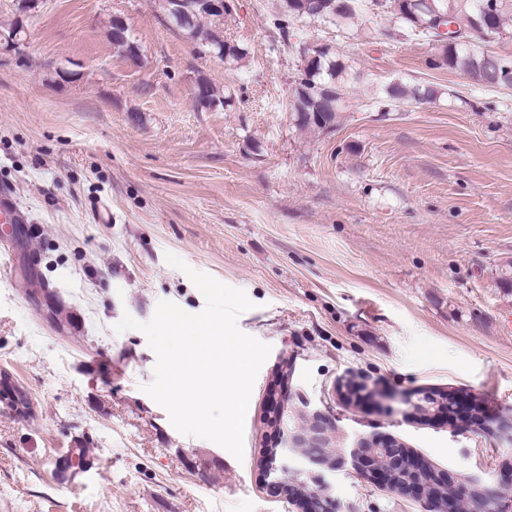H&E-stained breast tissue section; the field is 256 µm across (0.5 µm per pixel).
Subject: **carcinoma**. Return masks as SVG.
<instances>
[{"instance_id":"1","label":"carcinoma","mask_w":512,"mask_h":512,"mask_svg":"<svg viewBox=\"0 0 512 512\" xmlns=\"http://www.w3.org/2000/svg\"><path fill=\"white\" fill-rule=\"evenodd\" d=\"M305 2L281 0L274 24L283 35H288V28L298 19H318L330 25L349 23L356 18L359 8L358 0H348V7L340 6L343 0H314L317 9L307 11L302 7ZM375 5L391 13L406 28L434 39L438 38V25L454 23L462 16L466 28L482 40L500 36L512 20V0H375ZM158 9L183 38L205 52H215L225 66L232 68L248 55L240 44L225 52L224 32L201 9L199 0H162ZM314 54L316 57L302 61L294 80L290 109L298 131L322 133L327 123L334 130L341 125L348 109L345 87L355 79V73L336 58L327 44L320 45ZM442 64L485 86L512 87V62L484 51L472 38L443 41L440 59L431 61V66ZM204 92L209 104L216 108L232 106V96L207 77ZM385 95L390 103L408 98L428 101L437 96V90L394 83L386 87Z\"/></svg>"}]
</instances>
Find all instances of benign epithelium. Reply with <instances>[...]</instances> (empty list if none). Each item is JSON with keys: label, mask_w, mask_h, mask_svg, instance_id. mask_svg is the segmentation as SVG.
I'll return each instance as SVG.
<instances>
[{"label": "benign epithelium", "mask_w": 512, "mask_h": 512, "mask_svg": "<svg viewBox=\"0 0 512 512\" xmlns=\"http://www.w3.org/2000/svg\"><path fill=\"white\" fill-rule=\"evenodd\" d=\"M412 413L450 416L460 409L458 397L451 392L422 391L407 400ZM467 425L486 431L501 443L512 442V418L489 424L481 413L467 416ZM288 447L271 451L267 461V490L274 497L288 499L300 512H337V503L323 490H314L305 481L282 479L279 473L292 470L306 477L302 462L331 470L350 457L362 478L398 496L420 499L426 512H447L448 498L464 504L479 501L486 512H508L503 503L502 484L474 479L456 485L448 474L427 467L394 440L362 439L353 448L336 447L333 426L319 413H306L303 425L287 432Z\"/></svg>", "instance_id": "1"}]
</instances>
